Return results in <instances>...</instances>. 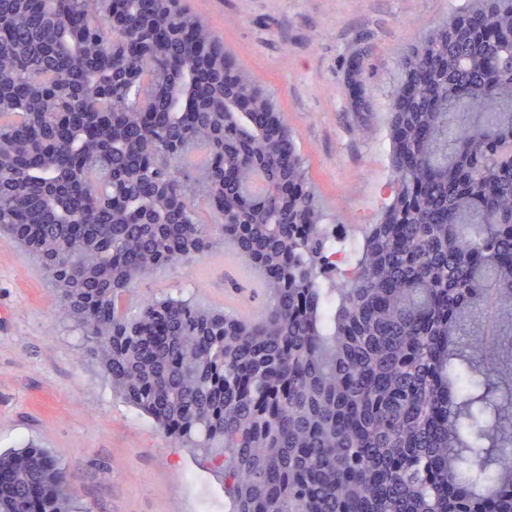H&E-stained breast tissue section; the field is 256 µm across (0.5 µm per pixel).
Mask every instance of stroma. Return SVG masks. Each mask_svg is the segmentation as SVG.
<instances>
[{
  "label": "stroma",
  "instance_id": "35a3bbf8",
  "mask_svg": "<svg viewBox=\"0 0 512 512\" xmlns=\"http://www.w3.org/2000/svg\"><path fill=\"white\" fill-rule=\"evenodd\" d=\"M464 0H186L224 36L234 63L277 99L330 223L360 238L392 199L387 113L399 60ZM361 55L367 111H354L345 63ZM209 257L156 271L134 300L191 285L202 303L224 293L197 279ZM56 288L32 257L0 239V451L50 449L88 512H229L224 484L148 417L113 396Z\"/></svg>",
  "mask_w": 512,
  "mask_h": 512
}]
</instances>
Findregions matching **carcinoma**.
Masks as SVG:
<instances>
[{
  "mask_svg": "<svg viewBox=\"0 0 512 512\" xmlns=\"http://www.w3.org/2000/svg\"><path fill=\"white\" fill-rule=\"evenodd\" d=\"M124 9L0 0V125L45 158L0 183V235L37 245L112 391L213 464L231 512H512V0H467L402 57L393 198L343 272L293 132L222 121L226 98L274 106L222 35L158 0L184 37L152 52L155 20L120 30ZM80 110L116 116L96 152L56 135ZM223 246L266 273L253 318L128 311L138 280ZM0 469V512H87L46 448Z\"/></svg>",
  "mask_w": 512,
  "mask_h": 512,
  "instance_id": "cac0c4a2",
  "label": "carcinoma"
}]
</instances>
